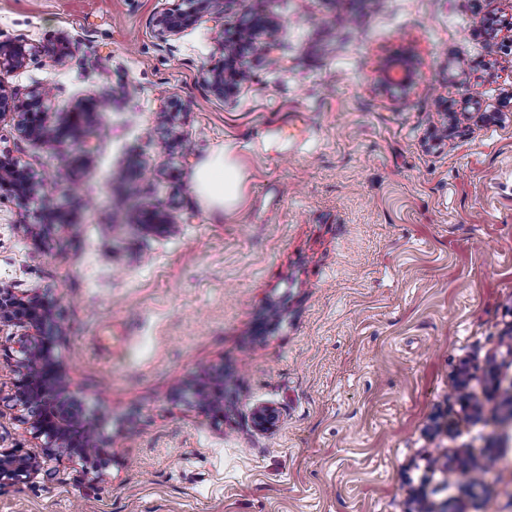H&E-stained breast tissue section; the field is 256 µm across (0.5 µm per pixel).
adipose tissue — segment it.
Masks as SVG:
<instances>
[{
    "mask_svg": "<svg viewBox=\"0 0 512 512\" xmlns=\"http://www.w3.org/2000/svg\"><path fill=\"white\" fill-rule=\"evenodd\" d=\"M244 189L243 168L228 145L205 159L194 173L193 193L213 210L234 211L243 200Z\"/></svg>",
    "mask_w": 512,
    "mask_h": 512,
    "instance_id": "obj_1",
    "label": "adipose tissue"
}]
</instances>
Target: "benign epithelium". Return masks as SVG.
<instances>
[{
    "instance_id": "obj_1",
    "label": "benign epithelium",
    "mask_w": 512,
    "mask_h": 512,
    "mask_svg": "<svg viewBox=\"0 0 512 512\" xmlns=\"http://www.w3.org/2000/svg\"><path fill=\"white\" fill-rule=\"evenodd\" d=\"M184 2L187 8L162 13L155 19V26L163 41L178 38L202 14L218 18L224 15V8L216 7V0ZM272 25L269 18L255 13L231 35L223 38V63L212 69L208 76V85L213 93L228 98L237 92L249 76L242 55L246 51H265V46L255 40V35ZM35 54L36 47L24 41L0 42V70L18 69ZM409 65L410 71L400 80L391 77V66H383L377 85L383 89L410 88L415 81L413 73L416 72V60L409 59ZM52 96V90L43 88L21 99L0 83V113L13 112L24 137L64 155L79 145L90 114L99 111L104 102L82 101L54 121L45 107V102ZM59 189L58 180L35 182L25 171L0 161V198L38 195L48 202ZM143 227L166 230L170 224L165 213L154 210L147 214ZM59 308L60 300H47L35 291L17 292L7 287L0 289V331L5 327L15 328L16 332L10 338H18L21 344L15 405L23 411L31 407L39 409V413L31 418L22 417V423L34 439L42 440L41 448L45 453L83 460L89 448L96 446L102 449L104 442L97 419H92L90 426L80 424L68 408L72 392L64 367L55 354L63 336L60 332H48V327L57 322ZM198 390L204 391L207 397V402H199L201 409L206 413H216L214 407L220 404V396L224 394L223 380H213L199 386ZM276 421L277 413L270 408H262L254 415V425L261 431L272 428ZM37 464L36 456L30 453L18 449H0V482H20L35 470Z\"/></svg>"
}]
</instances>
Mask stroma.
Returning a JSON list of instances; mask_svg holds the SVG:
<instances>
[{"label": "stroma", "mask_w": 512, "mask_h": 512, "mask_svg": "<svg viewBox=\"0 0 512 512\" xmlns=\"http://www.w3.org/2000/svg\"><path fill=\"white\" fill-rule=\"evenodd\" d=\"M182 5L0 0V41L38 48L6 89L108 103L65 158L0 117V158L85 203L70 229L0 200V286L60 299L73 408L108 443L93 480L41 457L0 512H512V0H229L162 42L155 18ZM253 12L271 52L219 97L223 31ZM409 53L414 89L381 90ZM227 143L247 176L230 215L191 190ZM149 209L171 229L142 228ZM19 358L0 351V448L31 453ZM218 374L220 419L195 395Z\"/></svg>", "instance_id": "1"}]
</instances>
